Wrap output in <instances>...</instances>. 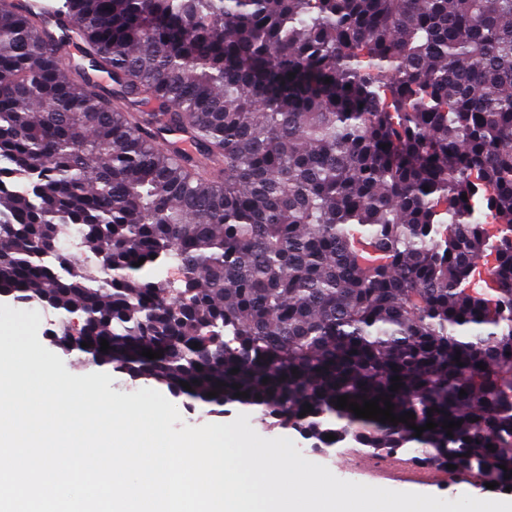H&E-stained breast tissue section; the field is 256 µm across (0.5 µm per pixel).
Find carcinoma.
Returning a JSON list of instances; mask_svg holds the SVG:
<instances>
[{
  "mask_svg": "<svg viewBox=\"0 0 512 512\" xmlns=\"http://www.w3.org/2000/svg\"><path fill=\"white\" fill-rule=\"evenodd\" d=\"M74 2L0 0V295L134 381L512 488V0ZM24 6L28 11L41 15L47 20H54L60 13L70 11V4L67 0H26Z\"/></svg>",
  "mask_w": 512,
  "mask_h": 512,
  "instance_id": "carcinoma-1",
  "label": "carcinoma"
}]
</instances>
